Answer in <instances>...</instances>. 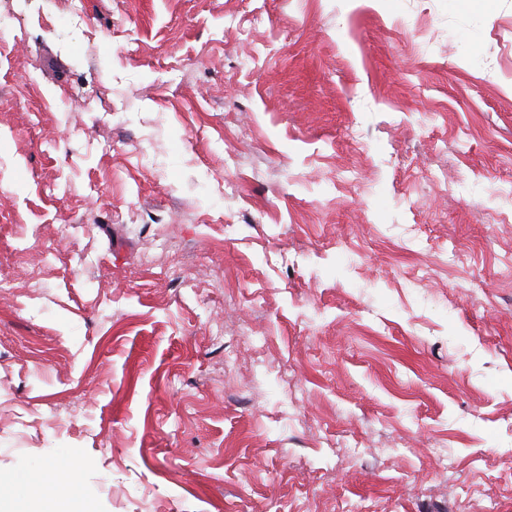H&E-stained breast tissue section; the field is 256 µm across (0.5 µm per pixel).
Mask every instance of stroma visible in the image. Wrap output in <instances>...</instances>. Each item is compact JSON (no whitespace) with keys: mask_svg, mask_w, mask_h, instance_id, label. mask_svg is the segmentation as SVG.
Segmentation results:
<instances>
[{"mask_svg":"<svg viewBox=\"0 0 512 512\" xmlns=\"http://www.w3.org/2000/svg\"><path fill=\"white\" fill-rule=\"evenodd\" d=\"M7 11L0 468L71 449L95 512H512V0Z\"/></svg>","mask_w":512,"mask_h":512,"instance_id":"1","label":"stroma"}]
</instances>
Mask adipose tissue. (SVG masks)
I'll list each match as a JSON object with an SVG mask.
<instances>
[{"mask_svg": "<svg viewBox=\"0 0 512 512\" xmlns=\"http://www.w3.org/2000/svg\"><path fill=\"white\" fill-rule=\"evenodd\" d=\"M65 473L73 478L79 473L66 448L53 449L35 462L0 469V512H72L71 502L58 495V480Z\"/></svg>", "mask_w": 512, "mask_h": 512, "instance_id": "obj_1", "label": "adipose tissue"}]
</instances>
